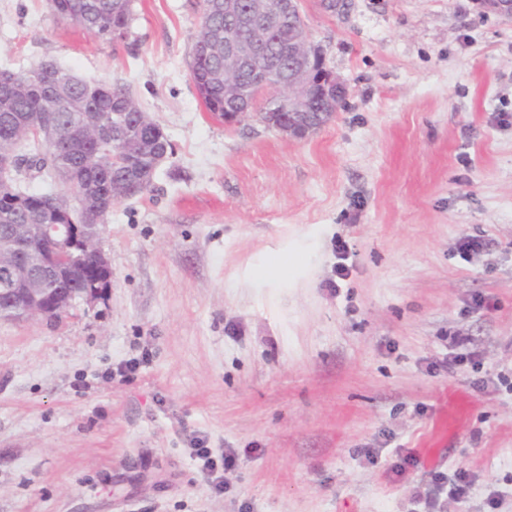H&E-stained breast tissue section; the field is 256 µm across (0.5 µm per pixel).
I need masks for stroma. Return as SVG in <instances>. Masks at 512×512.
Returning a JSON list of instances; mask_svg holds the SVG:
<instances>
[{
	"label": "stroma",
	"mask_w": 512,
	"mask_h": 512,
	"mask_svg": "<svg viewBox=\"0 0 512 512\" xmlns=\"http://www.w3.org/2000/svg\"><path fill=\"white\" fill-rule=\"evenodd\" d=\"M132 10L109 42L0 0V68L126 87L173 146L106 219V298L0 320V512H512V23L303 0L347 95L294 140L206 111L200 0ZM455 331L479 369H431ZM197 439L237 457L223 493ZM459 468L462 500L433 481Z\"/></svg>",
	"instance_id": "1"
}]
</instances>
